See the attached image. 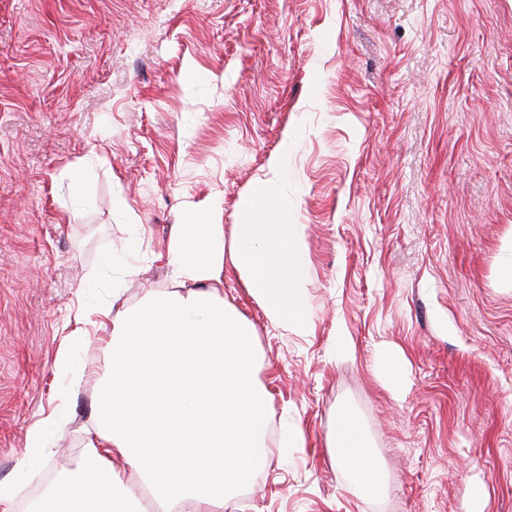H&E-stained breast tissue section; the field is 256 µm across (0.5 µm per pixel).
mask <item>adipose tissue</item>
<instances>
[{"label":"adipose tissue","instance_id":"1","mask_svg":"<svg viewBox=\"0 0 512 512\" xmlns=\"http://www.w3.org/2000/svg\"><path fill=\"white\" fill-rule=\"evenodd\" d=\"M248 209L265 218L238 225L229 247L223 226L205 216L178 225L167 253L175 290L114 320L91 461L50 493L63 512H146L113 468L116 456L140 474L160 506L176 503L181 512H222L263 465L269 396L255 374V333L224 302V267L244 276L271 322L303 336L311 325L299 300L301 234L272 187ZM329 446L353 486L365 493L383 486L353 414L340 415Z\"/></svg>","mask_w":512,"mask_h":512}]
</instances>
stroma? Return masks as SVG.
Returning <instances> with one entry per match:
<instances>
[{"label":"stroma","instance_id":"1","mask_svg":"<svg viewBox=\"0 0 512 512\" xmlns=\"http://www.w3.org/2000/svg\"><path fill=\"white\" fill-rule=\"evenodd\" d=\"M269 184L311 332L224 268L270 427L223 512H470L477 485L512 512V0H0L5 512L88 458L99 307L168 291L173 226L203 212L232 243ZM344 410L375 494L332 457Z\"/></svg>","mask_w":512,"mask_h":512}]
</instances>
